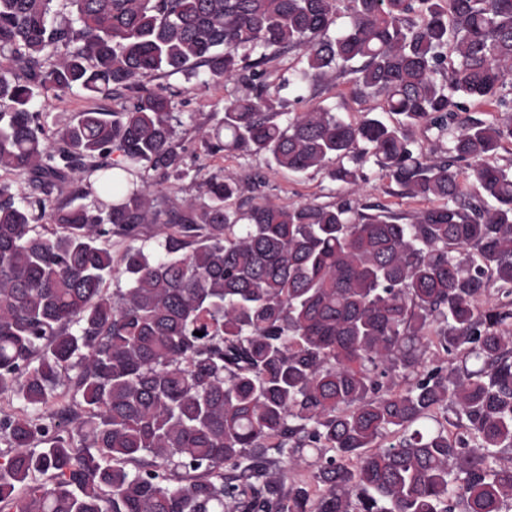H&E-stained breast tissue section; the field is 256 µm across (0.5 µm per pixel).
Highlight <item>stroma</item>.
Listing matches in <instances>:
<instances>
[{
  "label": "stroma",
  "instance_id": "1",
  "mask_svg": "<svg viewBox=\"0 0 512 512\" xmlns=\"http://www.w3.org/2000/svg\"><path fill=\"white\" fill-rule=\"evenodd\" d=\"M146 87L170 95L173 99L177 120L175 133L182 144L184 163L190 174L186 177H157L149 174V181L157 185L158 209L167 210L185 202L205 201L206 180L217 177L232 179L243 188L233 207L245 213L256 203H272L292 206L305 201L321 204H338L351 201L357 207L381 204L392 211L412 215L425 208V201L400 195L398 187L389 179L371 175L368 184L354 186L331 181L323 172L309 171L292 175L285 171H274L263 154L216 155L208 153L202 139L203 130L212 129L223 117L225 99L245 94L244 86L237 83L204 85L187 74L153 75L144 78ZM323 103L356 120L368 109L369 104L361 99L349 76L337 75L326 83L312 87L305 101L289 102L292 112L305 110L307 105ZM109 100L88 99L77 94H67L45 103L42 113L50 129L67 125L75 115L88 109H112Z\"/></svg>",
  "mask_w": 512,
  "mask_h": 512
}]
</instances>
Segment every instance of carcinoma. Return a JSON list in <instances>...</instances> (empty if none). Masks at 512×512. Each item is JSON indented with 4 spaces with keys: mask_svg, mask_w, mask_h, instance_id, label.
<instances>
[{
    "mask_svg": "<svg viewBox=\"0 0 512 512\" xmlns=\"http://www.w3.org/2000/svg\"><path fill=\"white\" fill-rule=\"evenodd\" d=\"M338 2L0 0V394L22 404L0 418V512H512V0H350L341 26ZM159 72L248 89L212 154L346 184L368 164L430 206L239 218L211 178L162 220L134 181L188 174L171 96L141 83ZM335 74L373 102L360 120L277 109ZM66 93L117 108L50 130L36 103ZM466 100L498 116L457 123ZM157 223L160 249L137 244Z\"/></svg>",
    "mask_w": 512,
    "mask_h": 512,
    "instance_id": "cac0c4a2",
    "label": "carcinoma"
}]
</instances>
